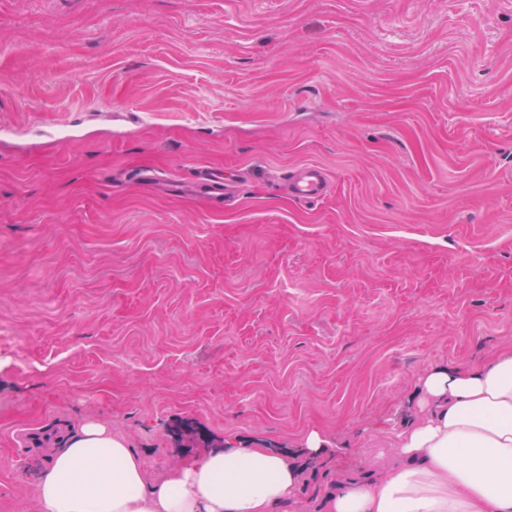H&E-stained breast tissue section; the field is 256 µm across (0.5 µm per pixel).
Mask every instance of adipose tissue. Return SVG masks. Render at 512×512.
<instances>
[{
	"label": "adipose tissue",
	"mask_w": 512,
	"mask_h": 512,
	"mask_svg": "<svg viewBox=\"0 0 512 512\" xmlns=\"http://www.w3.org/2000/svg\"><path fill=\"white\" fill-rule=\"evenodd\" d=\"M397 434L401 465L342 485L325 512H512V348L418 382ZM300 472L266 448L203 454L149 482L125 438L86 416L56 439L36 485L41 512H275Z\"/></svg>",
	"instance_id": "1"
}]
</instances>
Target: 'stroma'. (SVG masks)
<instances>
[{
	"instance_id": "obj_1",
	"label": "stroma",
	"mask_w": 512,
	"mask_h": 512,
	"mask_svg": "<svg viewBox=\"0 0 512 512\" xmlns=\"http://www.w3.org/2000/svg\"><path fill=\"white\" fill-rule=\"evenodd\" d=\"M511 345L512 0H0V512L88 413L153 481L273 449L323 512ZM291 195L299 199L315 200L327 193V177L323 168L308 165L301 169L298 175L289 182Z\"/></svg>"
}]
</instances>
